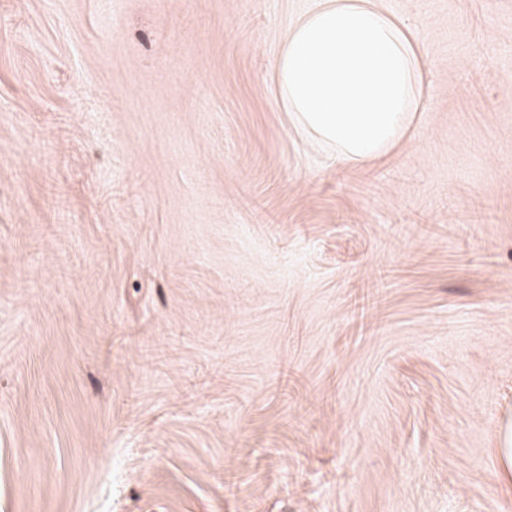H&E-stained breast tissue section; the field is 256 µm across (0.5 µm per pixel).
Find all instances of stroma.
<instances>
[{"label": "stroma", "instance_id": "1", "mask_svg": "<svg viewBox=\"0 0 512 512\" xmlns=\"http://www.w3.org/2000/svg\"><path fill=\"white\" fill-rule=\"evenodd\" d=\"M379 2L424 110L349 168L314 0H0V512H512V0ZM497 473L502 483L512 487V422L502 426L498 448H495Z\"/></svg>", "mask_w": 512, "mask_h": 512}]
</instances>
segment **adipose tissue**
Here are the masks:
<instances>
[{"label": "adipose tissue", "mask_w": 512, "mask_h": 512, "mask_svg": "<svg viewBox=\"0 0 512 512\" xmlns=\"http://www.w3.org/2000/svg\"><path fill=\"white\" fill-rule=\"evenodd\" d=\"M427 66L415 34L377 0H318L289 27L272 70L294 128L360 166L407 137Z\"/></svg>", "instance_id": "1"}]
</instances>
